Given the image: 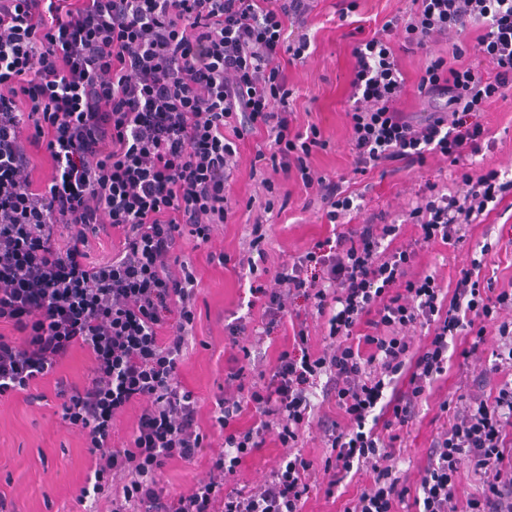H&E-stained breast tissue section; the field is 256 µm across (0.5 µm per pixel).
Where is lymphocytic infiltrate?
I'll list each match as a JSON object with an SVG mask.
<instances>
[{
  "mask_svg": "<svg viewBox=\"0 0 512 512\" xmlns=\"http://www.w3.org/2000/svg\"><path fill=\"white\" fill-rule=\"evenodd\" d=\"M409 16L385 20L349 45L345 115L353 174L387 175L440 157L458 187L425 183L407 215L418 238L390 249L392 213L349 223L355 194L312 161L330 141L318 124H296L287 67L311 55L316 0H0V398L38 401L55 380L60 420L78 429L89 457L80 500L112 489L110 512H303L312 490L334 496L352 471L363 488L345 512H512V287L482 277L483 244L455 280L409 275L423 246L465 242L489 207L512 196V179L469 166L491 149L480 114L512 93V0H411ZM451 44L452 60L431 48ZM403 53L426 57L415 91L441 107L420 121L398 104L406 94ZM492 63L485 72L484 63ZM263 133L253 169L268 172L264 214L288 204L290 186L315 196L336 248L280 264L253 286L261 332L239 317L231 346L263 344L284 325L293 346L261 381L236 362L215 395L211 421L224 450L203 458L198 396L180 379L200 282L182 244L208 243L232 212L229 182L239 142ZM52 165L35 180L31 151ZM118 235L121 248L90 262L89 238ZM310 307L329 341L310 353ZM424 331L422 344L407 329ZM507 345L477 374L461 373L448 420L432 442L419 483L399 475L395 453L434 383L448 372V343L463 357L483 351L487 329ZM86 350L84 382L61 376L74 348ZM325 396L343 419L323 428L325 457L298 448ZM390 400H383L384 388ZM140 402L127 445L112 444L115 419ZM382 408L381 425L368 423ZM253 422L238 423L244 414ZM274 436L293 448L265 482L225 491L224 480ZM206 462V476L174 494L159 474L171 460ZM475 486L459 500L462 475Z\"/></svg>",
  "mask_w": 512,
  "mask_h": 512,
  "instance_id": "obj_1",
  "label": "lymphocytic infiltrate"
}]
</instances>
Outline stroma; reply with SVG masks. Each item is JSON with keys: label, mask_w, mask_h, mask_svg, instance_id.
I'll return each mask as SVG.
<instances>
[{"label": "stroma", "mask_w": 512, "mask_h": 512, "mask_svg": "<svg viewBox=\"0 0 512 512\" xmlns=\"http://www.w3.org/2000/svg\"><path fill=\"white\" fill-rule=\"evenodd\" d=\"M357 2L355 13L342 22L335 14L337 0H319L309 25L316 52L306 64L288 70L290 80L299 91L295 103L298 125L317 123L331 140V150L318 154L313 161L315 169L331 176L351 174L345 148L349 131L344 113L350 74L349 35L355 32L362 38L372 36L384 20L405 12L410 4V0ZM482 119L497 141L494 152L487 156V165L512 177V95L488 104ZM257 143V138L250 137L241 146L240 165L231 188L235 206L229 222L216 225L204 246L187 241L183 254L184 259L194 265L201 288L196 299L197 321L188 338L181 377L198 395L205 413L224 385L230 357L224 349V326L246 315L251 298V277L248 271L236 268L235 262L246 254L250 239L254 213L248 210L247 201L264 199L259 180L249 177ZM439 167V161L431 158L422 168L384 178L376 174L354 176L355 189L363 193L368 210L397 209L407 204L408 188L435 179ZM504 222L503 216L494 213L486 223L472 225L462 250L453 251L439 244L425 246L420 252L424 269L436 273L442 281H449L456 270L467 263L468 250L477 249L487 235L499 233L503 239L489 256L485 273L498 284L508 283L512 280V228H506ZM331 235V225L322 223L316 206L306 205L304 193L294 191L287 208L269 218L264 266L276 269L288 256L301 253L314 241ZM212 252L231 258V266L222 268L210 264L207 256ZM500 348L501 340L494 335L486 339L485 354L465 362L452 357L453 367L424 403L422 419L404 436L403 454L413 462L412 467L401 471L407 483L419 482L421 478L417 464L425 459L431 440L439 430L433 418L440 404L456 396L457 364H465L469 371L478 372L491 363L493 352ZM38 390L43 398L33 404L19 399L0 400V493H5L15 503L18 512H84L77 500L88 467L82 436L78 430L64 427L56 415L53 381L40 383ZM286 454V448L274 440H266L263 448L237 474L226 478L225 489L245 485L258 487L271 465Z\"/></svg>", "instance_id": "1"}]
</instances>
